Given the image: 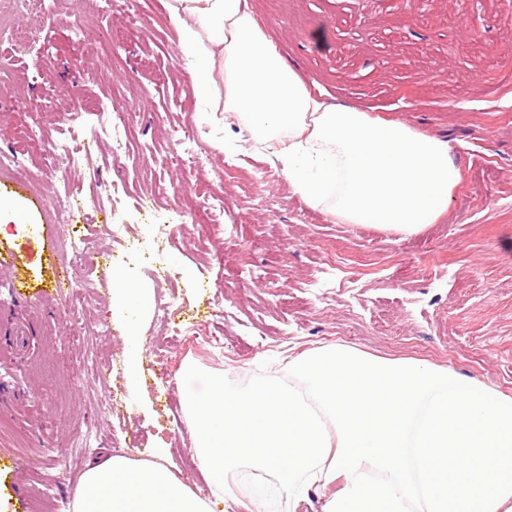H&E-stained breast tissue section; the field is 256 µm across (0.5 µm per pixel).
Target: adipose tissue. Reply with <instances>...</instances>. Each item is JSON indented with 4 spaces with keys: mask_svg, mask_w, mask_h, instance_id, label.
Here are the masks:
<instances>
[{
    "mask_svg": "<svg viewBox=\"0 0 512 512\" xmlns=\"http://www.w3.org/2000/svg\"><path fill=\"white\" fill-rule=\"evenodd\" d=\"M166 11L191 92L209 109L204 123L236 133L224 142L225 157L250 145L293 194L349 224L412 235L447 211L460 181L448 141L311 93L245 0H167ZM149 304L146 289L113 272L132 388L142 383ZM155 456L148 464L112 454L87 463L75 512H212L165 466L166 448Z\"/></svg>",
    "mask_w": 512,
    "mask_h": 512,
    "instance_id": "ef3b65f1",
    "label": "adipose tissue"
}]
</instances>
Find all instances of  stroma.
<instances>
[{"label": "stroma", "instance_id": "1", "mask_svg": "<svg viewBox=\"0 0 512 512\" xmlns=\"http://www.w3.org/2000/svg\"><path fill=\"white\" fill-rule=\"evenodd\" d=\"M73 2L57 0L23 49L22 9L0 21V157L11 160L0 199L23 217L0 235V250L14 255L12 270L0 272V309L36 332L26 348L0 345V383L25 392L0 401L15 426L0 435V512H32L37 455L65 501L60 512H73L87 462L115 442L141 462L169 444V470L200 491L179 382L189 360L242 383L263 362L284 372L306 351L341 345L445 366L512 397V0H479L471 12L463 0H247L310 92L452 145L462 180L447 212L412 236L311 208L260 155L225 159L172 52L166 0H94L85 20L114 40L96 54L70 21ZM129 100L138 110L126 154L113 156L102 141L90 147L84 180L46 178L47 142L82 137ZM182 129L199 141L197 162L172 147L170 133ZM94 192L112 208L94 210ZM66 194L69 213L58 206ZM149 197L185 210L171 236H156ZM217 198L224 216L212 222L204 208ZM72 223L125 225L126 239L151 254L122 266L150 294L139 389L125 379L111 275L96 274L83 310L107 326L86 349L113 360L110 385L64 358L70 318L53 297L66 253L60 227ZM158 265L172 280L156 281ZM216 294L217 316L207 305ZM162 301L206 323L223 347L181 339L158 317ZM84 433L90 448L72 455Z\"/></svg>", "mask_w": 512, "mask_h": 512}]
</instances>
